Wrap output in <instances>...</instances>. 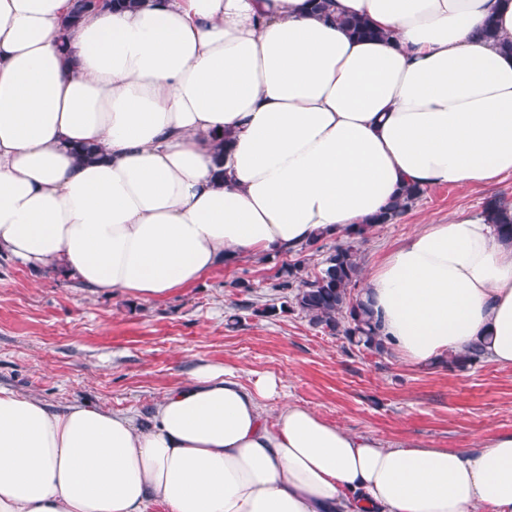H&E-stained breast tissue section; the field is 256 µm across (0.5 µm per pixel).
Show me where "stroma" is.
I'll use <instances>...</instances> for the list:
<instances>
[{"label": "stroma", "mask_w": 512, "mask_h": 512, "mask_svg": "<svg viewBox=\"0 0 512 512\" xmlns=\"http://www.w3.org/2000/svg\"><path fill=\"white\" fill-rule=\"evenodd\" d=\"M492 195L512 202V176L482 188L428 189L395 223L368 234L362 270L421 224L478 212ZM334 245L326 239L317 252L245 257L152 301L93 293L1 253L0 386L59 410L86 403L144 421L170 388L209 363L246 384L281 378L289 402L391 446L468 448L512 433V368L486 357L464 370L442 358L416 365L393 351L349 344L295 313L262 316L283 301L282 264L301 263L303 277H313ZM242 280L249 289L239 288Z\"/></svg>", "instance_id": "1"}]
</instances>
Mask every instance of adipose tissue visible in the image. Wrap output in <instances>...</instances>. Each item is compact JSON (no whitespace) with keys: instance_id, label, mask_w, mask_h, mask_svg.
I'll use <instances>...</instances> for the list:
<instances>
[{"instance_id":"ef3b65f1","label":"adipose tissue","mask_w":512,"mask_h":512,"mask_svg":"<svg viewBox=\"0 0 512 512\" xmlns=\"http://www.w3.org/2000/svg\"><path fill=\"white\" fill-rule=\"evenodd\" d=\"M0 0V251L154 300L241 257L371 223L408 186L512 176V2ZM96 148L81 158L82 147ZM385 344L512 366V243L482 213L413 231L364 278ZM199 366L148 424L0 387V512H512V433L384 445ZM280 398L276 415L266 402Z\"/></svg>"}]
</instances>
